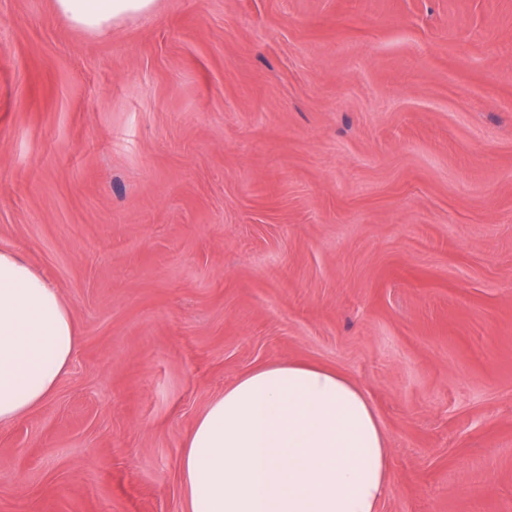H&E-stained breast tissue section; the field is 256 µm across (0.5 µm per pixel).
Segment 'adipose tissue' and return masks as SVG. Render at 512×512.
I'll list each match as a JSON object with an SVG mask.
<instances>
[{
    "label": "adipose tissue",
    "mask_w": 512,
    "mask_h": 512,
    "mask_svg": "<svg viewBox=\"0 0 512 512\" xmlns=\"http://www.w3.org/2000/svg\"><path fill=\"white\" fill-rule=\"evenodd\" d=\"M155 0H55L98 32L152 12ZM79 345L58 287L22 255L0 250V424L47 400ZM390 450L363 389L302 361L257 367L212 398L184 439L185 512H379Z\"/></svg>",
    "instance_id": "adipose-tissue-1"
}]
</instances>
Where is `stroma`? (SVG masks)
Returning a JSON list of instances; mask_svg holds the SVG:
<instances>
[{
  "instance_id": "obj_1",
  "label": "stroma",
  "mask_w": 512,
  "mask_h": 512,
  "mask_svg": "<svg viewBox=\"0 0 512 512\" xmlns=\"http://www.w3.org/2000/svg\"><path fill=\"white\" fill-rule=\"evenodd\" d=\"M0 249L80 345L0 425V512H183L261 365L357 382L379 512H512V0H0ZM155 0H55L56 10L74 25L102 31L129 17L152 12Z\"/></svg>"
}]
</instances>
